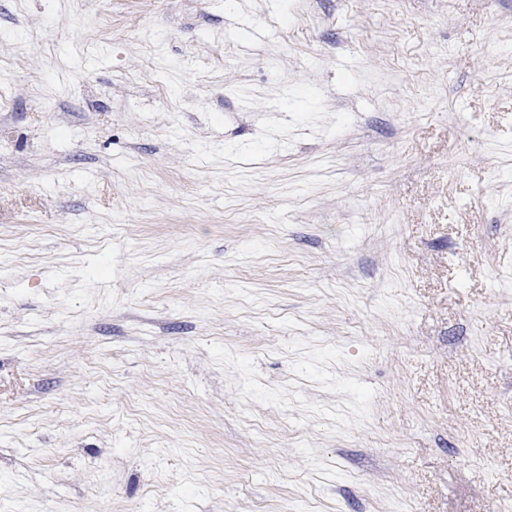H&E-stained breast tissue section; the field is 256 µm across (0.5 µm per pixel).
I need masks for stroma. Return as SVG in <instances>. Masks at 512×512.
Segmentation results:
<instances>
[{
    "label": "stroma",
    "instance_id": "obj_1",
    "mask_svg": "<svg viewBox=\"0 0 512 512\" xmlns=\"http://www.w3.org/2000/svg\"><path fill=\"white\" fill-rule=\"evenodd\" d=\"M512 507V0H0V512Z\"/></svg>",
    "mask_w": 512,
    "mask_h": 512
}]
</instances>
